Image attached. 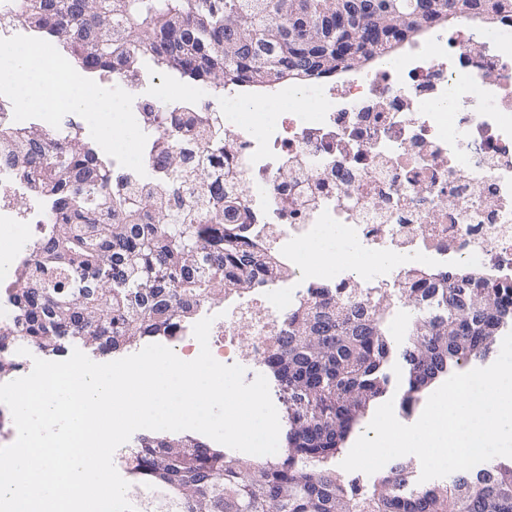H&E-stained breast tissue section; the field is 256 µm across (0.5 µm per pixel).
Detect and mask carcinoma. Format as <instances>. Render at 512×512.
Returning <instances> with one entry per match:
<instances>
[{
	"label": "carcinoma",
	"instance_id": "cac0c4a2",
	"mask_svg": "<svg viewBox=\"0 0 512 512\" xmlns=\"http://www.w3.org/2000/svg\"><path fill=\"white\" fill-rule=\"evenodd\" d=\"M429 3L428 19L440 23L512 14V0ZM338 7L336 0H11L9 11L87 73L129 84L149 60L215 91L228 81L317 83L425 31L409 19L382 37L378 20L366 16L349 33L327 19ZM293 15L312 22L292 24ZM197 125L204 138L196 150L168 132L147 160L153 178L125 176L121 195L111 190V162L73 125L0 126L10 141L6 166L33 178L49 204L47 231L11 290L16 318L0 325V380L17 369L20 347L50 355L80 342L107 353L146 337L171 339L200 304L282 275L244 225L231 226L239 201L204 164L220 149L221 132L204 113ZM104 214L111 223L100 222ZM403 278L409 288L400 292L377 286L342 296L323 287L288 315L264 361L285 400L284 453L248 466L191 436H145L125 456L136 512H512V458L421 484L409 458L367 482L336 466L386 393L392 304L415 309L401 349L406 412L437 375L494 352L497 337L485 334L472 306L492 305L499 329L512 326V287L482 270L407 269ZM461 280L471 285L467 308L453 303ZM297 392L307 398L303 410Z\"/></svg>",
	"mask_w": 512,
	"mask_h": 512
}]
</instances>
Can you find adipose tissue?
Instances as JSON below:
<instances>
[{
  "mask_svg": "<svg viewBox=\"0 0 512 512\" xmlns=\"http://www.w3.org/2000/svg\"><path fill=\"white\" fill-rule=\"evenodd\" d=\"M0 76L12 82L19 104L45 112L80 109L97 116L106 87L89 83L65 64L28 44H0Z\"/></svg>",
  "mask_w": 512,
  "mask_h": 512,
  "instance_id": "obj_1",
  "label": "adipose tissue"
}]
</instances>
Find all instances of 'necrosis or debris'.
I'll use <instances>...</instances> for the list:
<instances>
[{"label":"necrosis or debris","instance_id":"1","mask_svg":"<svg viewBox=\"0 0 512 512\" xmlns=\"http://www.w3.org/2000/svg\"><path fill=\"white\" fill-rule=\"evenodd\" d=\"M283 96L287 111H269L268 99ZM120 103L140 135L134 153L112 159L124 174L143 171L155 151L154 113L181 112L177 131L188 142L197 139L198 113L222 115V162L232 173L224 188L242 200L249 237L286 269L272 283L225 296L221 316L202 306L222 364H263L289 314L320 289L300 252L327 235L381 259L376 268L334 265L337 288L398 290L410 266L480 268L512 285V18L433 32L397 60L338 72L303 98L230 83L220 94L180 99L157 79L146 93L125 86ZM244 104L261 114L259 124L236 120L233 110ZM46 211L28 178L0 168V224L30 227L0 257V323L15 318L10 290L46 229Z\"/></svg>","mask_w":512,"mask_h":512}]
</instances>
